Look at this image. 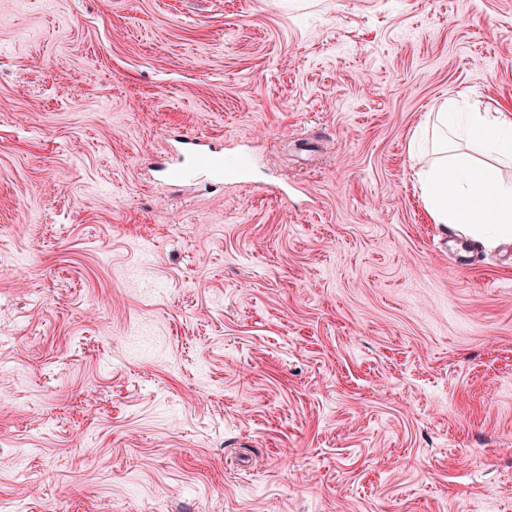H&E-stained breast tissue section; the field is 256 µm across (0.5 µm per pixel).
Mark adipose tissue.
<instances>
[{
	"label": "adipose tissue",
	"instance_id": "1",
	"mask_svg": "<svg viewBox=\"0 0 512 512\" xmlns=\"http://www.w3.org/2000/svg\"><path fill=\"white\" fill-rule=\"evenodd\" d=\"M454 138L484 151L487 161L449 152ZM409 153L423 162L420 196L433 223L485 247L512 242V183L502 180L498 168L512 162L511 111L440 109L412 136Z\"/></svg>",
	"mask_w": 512,
	"mask_h": 512
}]
</instances>
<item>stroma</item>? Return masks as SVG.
Returning <instances> with one entry per match:
<instances>
[{"mask_svg": "<svg viewBox=\"0 0 512 512\" xmlns=\"http://www.w3.org/2000/svg\"><path fill=\"white\" fill-rule=\"evenodd\" d=\"M461 94L512 0H0V512H512V245L408 151Z\"/></svg>", "mask_w": 512, "mask_h": 512, "instance_id": "obj_1", "label": "stroma"}]
</instances>
